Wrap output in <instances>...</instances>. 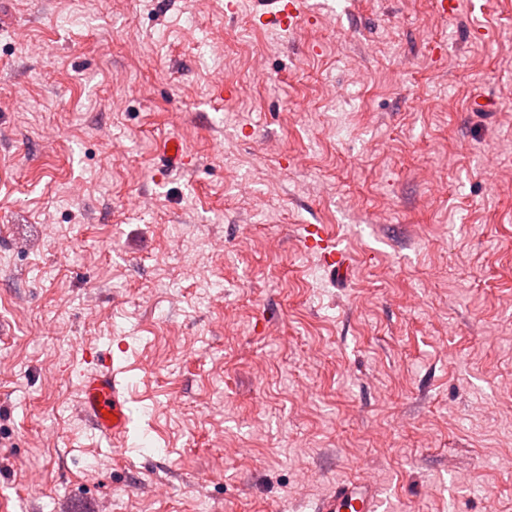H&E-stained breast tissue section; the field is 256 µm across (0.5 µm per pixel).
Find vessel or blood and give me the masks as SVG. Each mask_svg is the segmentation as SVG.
<instances>
[{"instance_id":"vessel-or-blood-1","label":"vessel or blood","mask_w":512,"mask_h":512,"mask_svg":"<svg viewBox=\"0 0 512 512\" xmlns=\"http://www.w3.org/2000/svg\"><path fill=\"white\" fill-rule=\"evenodd\" d=\"M302 12V0H252L253 19L274 31L292 28ZM304 242L320 251L325 268L347 266L342 249L323 236L318 226H307ZM79 391V411L93 430L110 443L125 444L129 433L127 383L111 348L91 352L89 365L79 377ZM314 512H381V498L371 483L341 481L317 501Z\"/></svg>"}]
</instances>
